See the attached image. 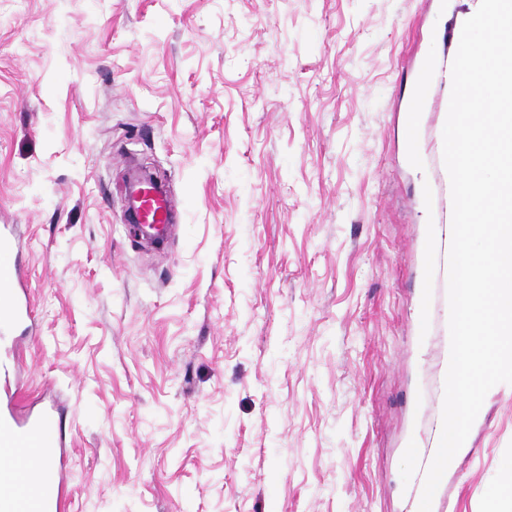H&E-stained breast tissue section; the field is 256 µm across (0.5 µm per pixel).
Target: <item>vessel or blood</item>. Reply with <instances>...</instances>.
Masks as SVG:
<instances>
[{"mask_svg":"<svg viewBox=\"0 0 512 512\" xmlns=\"http://www.w3.org/2000/svg\"><path fill=\"white\" fill-rule=\"evenodd\" d=\"M438 67V62L430 61L416 72L410 92L418 110H448L449 96H442L439 104L431 102ZM140 207L145 223L167 226L169 207L164 195L142 191ZM18 248L13 225H1L0 457L8 464L0 467V512H70L63 412L51 402L38 407L23 404L19 392V346L9 335L18 328L29 330L32 302L27 277L16 258ZM442 407L443 394L435 392L420 409L425 426L410 442L414 467L409 491L416 500L438 447Z\"/></svg>","mask_w":512,"mask_h":512,"instance_id":"b4317fda","label":"vessel or blood"}]
</instances>
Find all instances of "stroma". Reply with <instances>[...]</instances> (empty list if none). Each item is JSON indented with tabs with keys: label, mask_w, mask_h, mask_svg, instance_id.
<instances>
[{
	"label": "stroma",
	"mask_w": 512,
	"mask_h": 512,
	"mask_svg": "<svg viewBox=\"0 0 512 512\" xmlns=\"http://www.w3.org/2000/svg\"><path fill=\"white\" fill-rule=\"evenodd\" d=\"M478 0H0V224L35 332L24 393L69 407L72 512H417L444 194L406 148L407 67ZM164 177V248L125 219ZM446 492L495 512L512 401Z\"/></svg>",
	"instance_id": "stroma-1"
}]
</instances>
